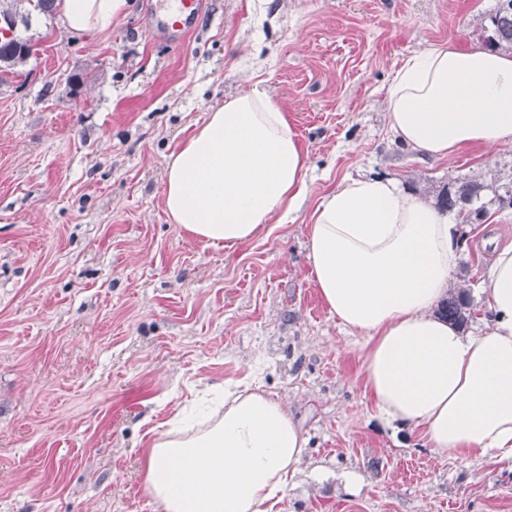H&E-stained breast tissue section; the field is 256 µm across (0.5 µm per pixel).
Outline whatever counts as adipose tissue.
<instances>
[{"mask_svg": "<svg viewBox=\"0 0 512 512\" xmlns=\"http://www.w3.org/2000/svg\"><path fill=\"white\" fill-rule=\"evenodd\" d=\"M74 36L106 31L128 0H60ZM390 129L443 158L512 145V53L443 42L409 57L385 90ZM308 156L264 91L225 100L174 149L165 208L211 244L253 239L295 212ZM463 227L400 182L350 178L311 216L308 258L329 313L364 338L365 387L378 417L418 433L439 455L512 459V246L497 250L482 290L490 311L472 334L438 313L458 266ZM177 406L142 457L161 512H272L306 440L283 404L250 384L207 387Z\"/></svg>", "mask_w": 512, "mask_h": 512, "instance_id": "adipose-tissue-1", "label": "adipose tissue"}]
</instances>
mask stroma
Segmentation results:
<instances>
[{"label":"stroma","instance_id":"1","mask_svg":"<svg viewBox=\"0 0 512 512\" xmlns=\"http://www.w3.org/2000/svg\"><path fill=\"white\" fill-rule=\"evenodd\" d=\"M74 37L32 12L38 51L0 79V512H159L144 489L150 429L214 382L252 381L308 446L274 512H512V462L450 459L385 425L361 335L310 279V217L349 177L436 200L448 180L512 174V145L434 159L390 129L385 88L427 46L481 44L495 0H204L181 42L131 0ZM261 86L308 155L300 210L232 247L164 208L168 156L211 109ZM512 209L470 235L454 275L480 290Z\"/></svg>","mask_w":512,"mask_h":512}]
</instances>
